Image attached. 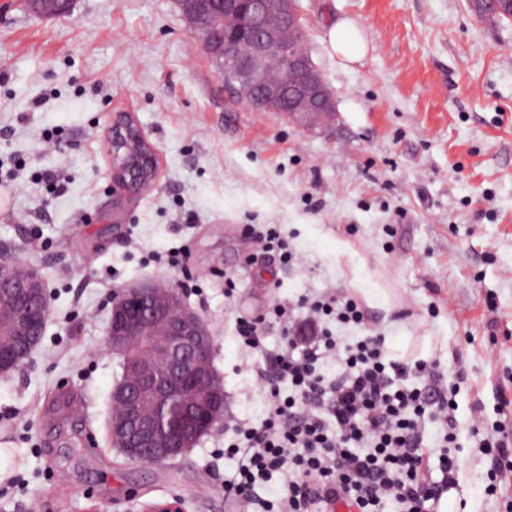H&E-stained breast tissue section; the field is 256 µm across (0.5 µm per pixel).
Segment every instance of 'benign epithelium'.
<instances>
[{
	"instance_id": "benign-epithelium-1",
	"label": "benign epithelium",
	"mask_w": 512,
	"mask_h": 512,
	"mask_svg": "<svg viewBox=\"0 0 512 512\" xmlns=\"http://www.w3.org/2000/svg\"><path fill=\"white\" fill-rule=\"evenodd\" d=\"M191 34L212 50L213 64L225 77L256 88L255 107L286 112L308 128L334 112L323 74L313 59L295 49L306 33L298 0H178ZM480 19L512 20V0H467ZM276 18L272 26L251 29L252 13ZM230 16L238 28L252 30L246 48L226 34L219 18ZM109 150L112 187L131 195L155 175L157 151L131 117H113ZM17 265L0 261V296L11 300L12 336L25 343L44 335L47 284L39 270L18 279ZM108 345L125 356L132 381L112 388V444L128 460H176L200 439L224 425V389L214 368L213 336L207 323L184 301L173 284L149 282L120 287L112 295Z\"/></svg>"
}]
</instances>
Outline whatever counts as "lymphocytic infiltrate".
Returning a JSON list of instances; mask_svg holds the SVG:
<instances>
[{
  "label": "lymphocytic infiltrate",
  "mask_w": 512,
  "mask_h": 512,
  "mask_svg": "<svg viewBox=\"0 0 512 512\" xmlns=\"http://www.w3.org/2000/svg\"><path fill=\"white\" fill-rule=\"evenodd\" d=\"M326 317L341 325L368 321L357 299L333 292L310 302L303 320H290L287 341L270 359L267 416L242 427L244 461L227 493L251 505L256 486L280 471L288 485L266 512H335L340 502L353 512H382L389 501L400 512H427L457 487L460 471L456 457L434 456L424 444L428 414L440 422L444 445L456 441L455 402L440 359H387L384 336H335L322 324ZM328 360L336 363L330 378L319 371ZM411 377L420 386L407 388ZM284 382L293 389L287 397ZM479 449L489 463L488 489L496 491L512 478V434L498 431Z\"/></svg>",
  "instance_id": "lymphocytic-infiltrate-1"
}]
</instances>
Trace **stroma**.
<instances>
[{"label": "stroma", "mask_w": 512, "mask_h": 512, "mask_svg": "<svg viewBox=\"0 0 512 512\" xmlns=\"http://www.w3.org/2000/svg\"><path fill=\"white\" fill-rule=\"evenodd\" d=\"M335 114L314 132L241 99L215 74L174 0H73L57 17L0 0V251L38 267L49 316L30 359L0 377V445L13 475L0 512H237L224 492L266 416L260 378L288 331L240 318L328 291L353 294L364 264L387 302L369 308L392 358L442 353L456 391L454 456L468 512L487 495L476 435L512 431V21L473 19L466 0H299ZM352 19L371 49L344 66L322 38ZM131 115L158 158L138 195L112 192V115ZM64 170L52 190L47 178ZM276 227L283 263L258 238ZM179 263H168L170 253ZM166 278L214 334L223 428L175 461L112 446L107 345L112 293ZM233 290H226V280ZM480 428H473L474 417Z\"/></svg>", "instance_id": "obj_1"}]
</instances>
